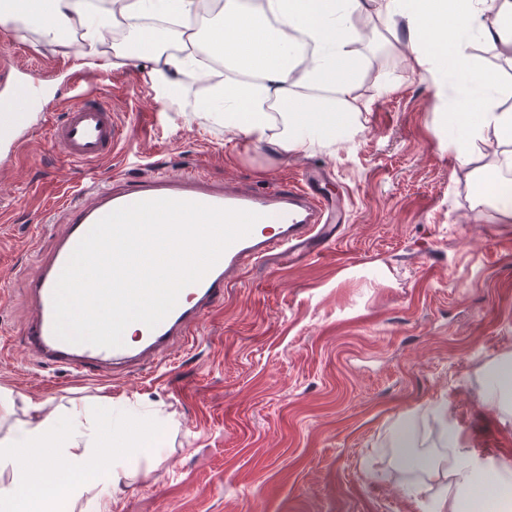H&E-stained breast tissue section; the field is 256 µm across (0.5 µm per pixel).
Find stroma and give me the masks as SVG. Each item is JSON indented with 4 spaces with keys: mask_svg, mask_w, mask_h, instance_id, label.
<instances>
[{
    "mask_svg": "<svg viewBox=\"0 0 512 512\" xmlns=\"http://www.w3.org/2000/svg\"><path fill=\"white\" fill-rule=\"evenodd\" d=\"M2 51L54 74L32 102L27 75L0 81V102L34 114L68 97L77 56L15 26H0ZM406 51L365 30L355 75L372 107L356 139L332 153L279 156L228 139L133 68L97 88L127 132L117 155L86 172L42 129L0 169V388L49 411L127 398L173 421L164 447L120 478L106 512H423L392 437L406 420L423 447L441 450V409L489 475L512 477V414L481 399L488 371L512 358V224L476 205L442 145L436 90L403 65ZM138 156L173 175L196 167L219 183L261 186L322 166L346 222L334 244L294 267L273 258L244 271L193 348L77 380L28 354L27 284L65 231L59 199L92 174H136Z\"/></svg>",
    "mask_w": 512,
    "mask_h": 512,
    "instance_id": "stroma-1",
    "label": "stroma"
}]
</instances>
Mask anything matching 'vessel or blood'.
Masks as SVG:
<instances>
[{
  "mask_svg": "<svg viewBox=\"0 0 512 512\" xmlns=\"http://www.w3.org/2000/svg\"><path fill=\"white\" fill-rule=\"evenodd\" d=\"M49 127L73 163L94 164L111 157L124 133L111 106L80 85L73 86L60 119L50 121ZM323 180L319 170L310 168L296 183L225 187L199 171L174 176L154 169L132 181H96L73 193L62 203L67 229L29 283L34 311L23 330L29 352L43 364L97 376L116 363H150L175 343L189 341L203 316L223 304L224 290L237 275L271 257L288 260L298 251L335 240L336 204L324 192ZM160 198L249 210L260 213L261 219L248 236L226 249L200 282L181 290L174 309L155 328L145 329L136 345L102 348L59 340L53 331V290L76 245L111 211Z\"/></svg>",
  "mask_w": 512,
  "mask_h": 512,
  "instance_id": "b4317fda",
  "label": "vessel or blood"
}]
</instances>
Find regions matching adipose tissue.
Segmentation results:
<instances>
[{
  "instance_id": "obj_1",
  "label": "adipose tissue",
  "mask_w": 512,
  "mask_h": 512,
  "mask_svg": "<svg viewBox=\"0 0 512 512\" xmlns=\"http://www.w3.org/2000/svg\"><path fill=\"white\" fill-rule=\"evenodd\" d=\"M400 0H223L219 23L209 32L196 26V0H0V25L37 29L42 46L67 55L71 32L80 29L84 66L124 69L143 62L159 97L181 111L222 124L228 138H242L272 153L301 154L318 147L334 150L353 139L370 100L356 93L352 73L357 18L375 15L391 27L403 17L408 69L430 77L444 90L447 75L457 77L456 94L446 104L450 128L447 148L454 151L468 179L492 183L489 203L501 223H512V109L502 108L497 76L481 69L470 52L471 37L492 44L512 60V0H413L409 12ZM176 14L177 26L164 30L143 24L148 16ZM124 37L104 54L106 31ZM451 42L448 54L429 52L428 44ZM205 44L222 71L202 66L193 54ZM195 91L185 97L184 83ZM495 142L493 154L483 151ZM16 396L0 389V512H102L105 496L119 488L140 451L169 430V419L113 401L96 412L81 404L45 412L26 402L16 417ZM454 461L421 449L413 431L398 427L392 446L410 473V493L420 497L421 473L444 472L446 481L433 512H498L512 501V488L498 499L481 498L484 468L459 432L448 431Z\"/></svg>"
}]
</instances>
